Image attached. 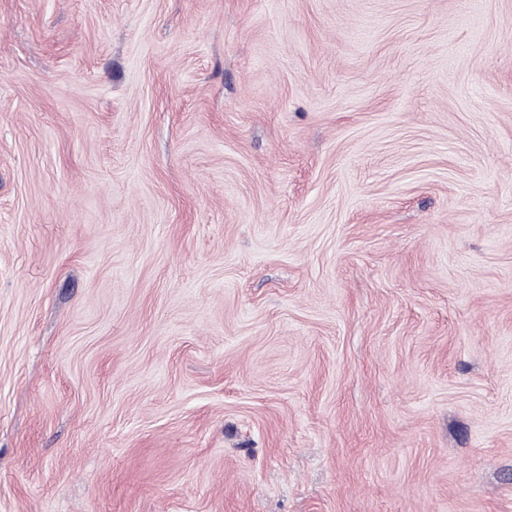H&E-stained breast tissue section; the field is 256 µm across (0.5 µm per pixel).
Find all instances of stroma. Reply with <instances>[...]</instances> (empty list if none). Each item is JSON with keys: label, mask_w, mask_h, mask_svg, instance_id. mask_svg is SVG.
Wrapping results in <instances>:
<instances>
[{"label": "stroma", "mask_w": 512, "mask_h": 512, "mask_svg": "<svg viewBox=\"0 0 512 512\" xmlns=\"http://www.w3.org/2000/svg\"><path fill=\"white\" fill-rule=\"evenodd\" d=\"M0 512H512V0H0Z\"/></svg>", "instance_id": "obj_1"}]
</instances>
